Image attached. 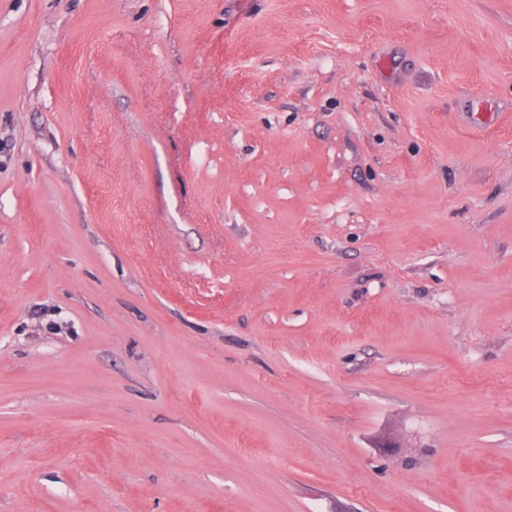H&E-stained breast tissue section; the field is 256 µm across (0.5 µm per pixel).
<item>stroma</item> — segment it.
<instances>
[{"instance_id": "obj_1", "label": "stroma", "mask_w": 512, "mask_h": 512, "mask_svg": "<svg viewBox=\"0 0 512 512\" xmlns=\"http://www.w3.org/2000/svg\"><path fill=\"white\" fill-rule=\"evenodd\" d=\"M0 512H512V0H0Z\"/></svg>"}]
</instances>
